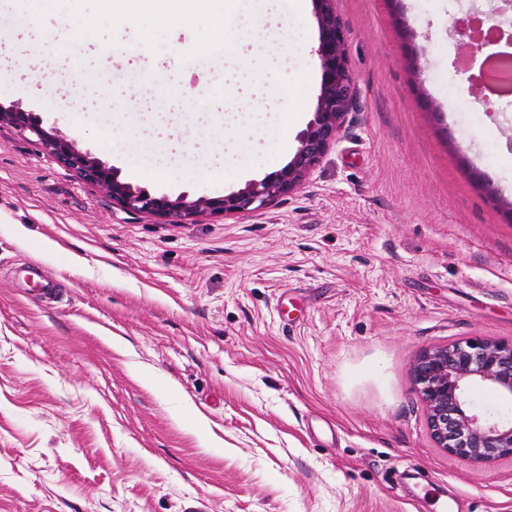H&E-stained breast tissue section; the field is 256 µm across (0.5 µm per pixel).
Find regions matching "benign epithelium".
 <instances>
[{"label":"benign epithelium","mask_w":512,"mask_h":512,"mask_svg":"<svg viewBox=\"0 0 512 512\" xmlns=\"http://www.w3.org/2000/svg\"><path fill=\"white\" fill-rule=\"evenodd\" d=\"M319 31L316 54L321 82L313 118L298 136L291 160L270 176L250 182L237 192L218 197L172 199L153 195L120 179V172L88 151L79 149L59 128H45L19 104H0V126L30 133L56 159L73 170L121 208L152 215L169 223L194 221L202 216H227L268 207L303 185L307 175L336 143L355 96L343 25L336 0H312ZM490 18L496 28L512 25V0H497ZM455 33L468 41L470 61L485 54L487 44L469 33L468 18L455 24ZM413 376L425 407L430 434L449 455L477 465L512 459V417L483 407L476 391L489 388L512 403V340L468 337L425 350L415 361Z\"/></svg>","instance_id":"obj_1"}]
</instances>
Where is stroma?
I'll use <instances>...</instances> for the list:
<instances>
[{"label": "stroma", "mask_w": 512, "mask_h": 512, "mask_svg": "<svg viewBox=\"0 0 512 512\" xmlns=\"http://www.w3.org/2000/svg\"><path fill=\"white\" fill-rule=\"evenodd\" d=\"M451 8L336 0L355 101L305 186L262 210L165 224L0 126V512H512V461L437 448L412 374L432 346L512 340V110L474 98ZM267 12L290 29L278 73L308 75L285 135L277 107L174 105L184 139L166 151L125 92L155 65L207 96L246 83L242 65L189 67L183 25L156 54L132 26L117 56L82 48L51 0H0V104L151 193L238 191L288 163L321 81L312 0L235 16ZM241 142L247 157L226 153Z\"/></svg>", "instance_id": "35a3bbf8"}]
</instances>
